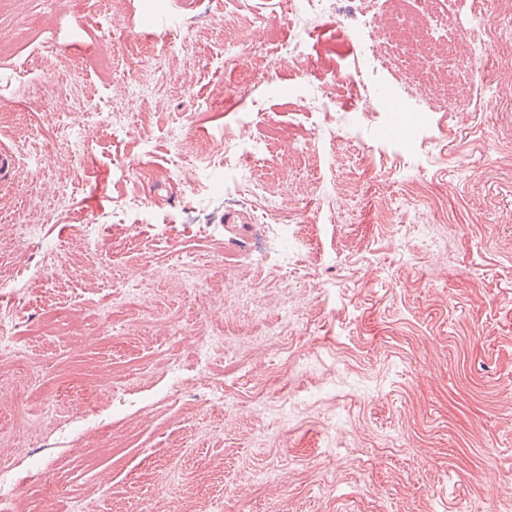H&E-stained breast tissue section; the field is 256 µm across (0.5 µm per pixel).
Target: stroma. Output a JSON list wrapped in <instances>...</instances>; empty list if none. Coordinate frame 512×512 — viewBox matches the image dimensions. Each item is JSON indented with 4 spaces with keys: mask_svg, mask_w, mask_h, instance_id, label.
Segmentation results:
<instances>
[{
    "mask_svg": "<svg viewBox=\"0 0 512 512\" xmlns=\"http://www.w3.org/2000/svg\"><path fill=\"white\" fill-rule=\"evenodd\" d=\"M148 9L188 21L208 61L166 53ZM362 9L340 0L298 26L271 0H13L0 14V140L35 126L47 144L40 168L20 153L0 188V212L41 227L33 244L0 235V276L25 285L15 339L33 345L0 360V410L72 381L98 398L92 416L51 406L24 430L8 480L37 502L54 488L50 512H512V65L488 90L424 87L428 110H406L420 70L348 51ZM297 33L299 57L266 60ZM126 34L160 57L147 82L102 66ZM229 36L240 67L272 74L245 98L224 82ZM360 67L375 88L358 111L312 116L336 92L328 73ZM99 101L122 132L85 124ZM241 112L256 113L245 135L268 155L261 178L299 226L276 247L233 173L169 174L195 136L223 149ZM59 117L80 150L55 140ZM118 160L151 175L117 179ZM198 177L208 193L189 209ZM314 196L331 223L312 220ZM124 198L182 222L113 223ZM85 224L110 225V241L85 250ZM184 252L202 262L194 279L155 280ZM115 288L133 299L107 335ZM217 288L224 343L206 374L194 349L216 330L201 299ZM48 313L76 331L36 335Z\"/></svg>",
    "mask_w": 512,
    "mask_h": 512,
    "instance_id": "1",
    "label": "stroma"
}]
</instances>
